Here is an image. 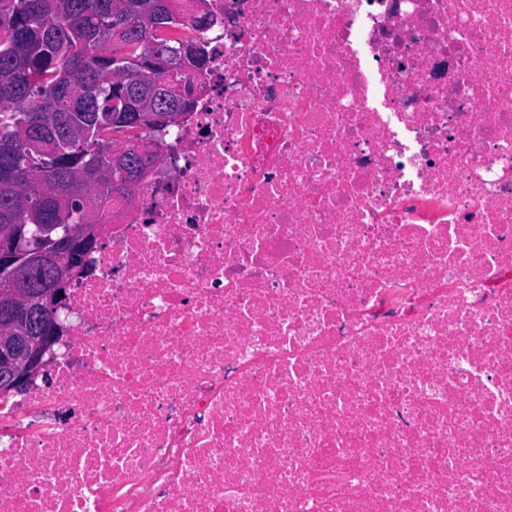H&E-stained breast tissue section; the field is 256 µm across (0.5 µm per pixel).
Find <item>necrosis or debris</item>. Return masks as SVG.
<instances>
[{"label": "necrosis or debris", "instance_id": "obj_1", "mask_svg": "<svg viewBox=\"0 0 512 512\" xmlns=\"http://www.w3.org/2000/svg\"><path fill=\"white\" fill-rule=\"evenodd\" d=\"M0 512H512V0H207Z\"/></svg>", "mask_w": 512, "mask_h": 512}]
</instances>
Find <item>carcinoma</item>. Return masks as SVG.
<instances>
[{"instance_id": "obj_1", "label": "carcinoma", "mask_w": 512, "mask_h": 512, "mask_svg": "<svg viewBox=\"0 0 512 512\" xmlns=\"http://www.w3.org/2000/svg\"><path fill=\"white\" fill-rule=\"evenodd\" d=\"M0 0V230L77 224L83 201L105 209L120 178L112 136L141 112L183 114L163 88L184 62L172 0ZM117 25L127 26L120 40ZM72 247L29 267L17 288L57 282Z\"/></svg>"}]
</instances>
